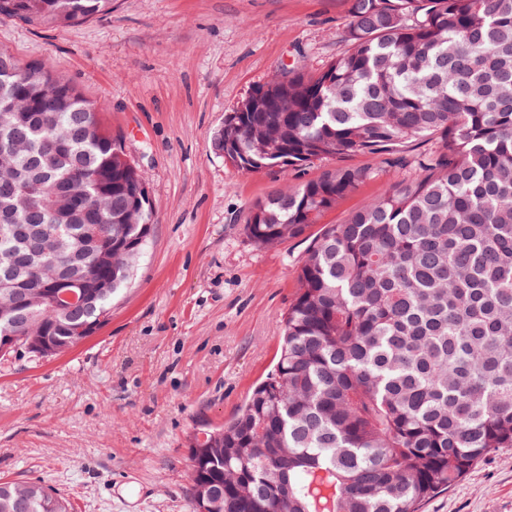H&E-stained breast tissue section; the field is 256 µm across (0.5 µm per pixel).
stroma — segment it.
Returning a JSON list of instances; mask_svg holds the SVG:
<instances>
[{"instance_id":"1","label":"stroma","mask_w":512,"mask_h":512,"mask_svg":"<svg viewBox=\"0 0 512 512\" xmlns=\"http://www.w3.org/2000/svg\"><path fill=\"white\" fill-rule=\"evenodd\" d=\"M349 22V0H112L69 28L0 15V48L103 105L154 217L101 329L55 359H0V478L42 481L74 512H192L189 440L230 421L273 370L312 238L415 173L348 157L371 179L305 236L262 248L245 231L257 201L337 162L250 173L211 138L274 74L314 73L344 52ZM421 512H512V448L481 458Z\"/></svg>"}]
</instances>
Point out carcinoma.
<instances>
[{
  "mask_svg": "<svg viewBox=\"0 0 512 512\" xmlns=\"http://www.w3.org/2000/svg\"><path fill=\"white\" fill-rule=\"evenodd\" d=\"M112 0H0L71 27ZM348 48L292 69L224 116L216 153L246 171L394 155L416 173L302 261L274 370L190 446L193 512H419L483 456L512 448V0H350ZM0 357L61 356L100 329L148 239L146 178L103 105L0 49ZM371 179L338 166L257 202L268 247L301 237ZM49 225L31 240L20 228ZM133 245L100 257L111 243ZM84 279L63 307L45 278ZM103 287H95L96 283ZM0 512H72L38 481H1Z\"/></svg>",
  "mask_w": 512,
  "mask_h": 512,
  "instance_id": "obj_1",
  "label": "carcinoma"
}]
</instances>
